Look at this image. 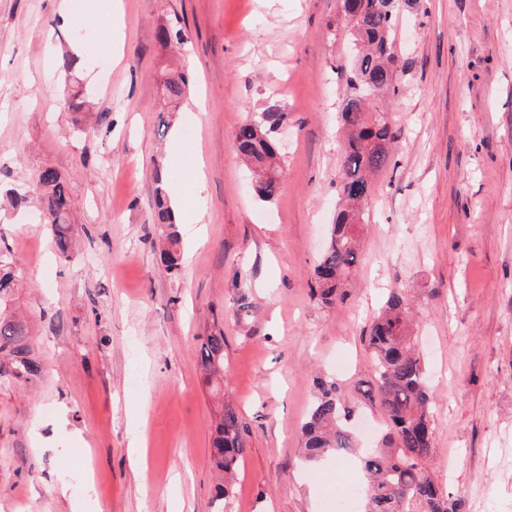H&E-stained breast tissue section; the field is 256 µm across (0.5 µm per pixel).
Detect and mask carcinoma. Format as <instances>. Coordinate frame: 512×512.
Returning <instances> with one entry per match:
<instances>
[{"instance_id":"1","label":"carcinoma","mask_w":512,"mask_h":512,"mask_svg":"<svg viewBox=\"0 0 512 512\" xmlns=\"http://www.w3.org/2000/svg\"><path fill=\"white\" fill-rule=\"evenodd\" d=\"M397 0H339L341 29L356 51L346 73L341 122L347 137L340 157L342 176L338 193L347 208L336 213L327 244L316 266L315 295L324 302L335 299L345 287L358 256L360 213L372 194L369 174L387 167L398 131L388 115L374 105L381 94L395 90L397 57L393 27ZM159 43L166 48L181 44V30L161 27ZM189 73L182 68L159 80L168 111L175 112L186 95ZM286 113L271 106L255 118L243 122L234 136L235 149L255 174L260 198L269 201L280 190L284 158L278 132ZM40 192L41 212L54 233L57 251L72 258L71 190L52 167H44L35 177ZM153 223L166 235L168 246L161 259L173 269L179 265L176 247L177 221L169 206V193L156 190ZM17 288L9 256L0 251V378L21 381L38 378L41 362L31 353L26 323L12 311ZM409 303L403 288L389 289L381 312L366 329L364 342L376 365V392L379 408L389 422L390 432L382 446L360 455L368 488L363 512H462V503L448 502L433 480L427 461L434 454L433 421L435 397L420 357L414 350L409 329ZM199 365L207 381L224 378V332L212 330L200 344ZM336 393V385L321 381L308 420L302 428L303 451L309 460L350 455L357 438ZM245 454L242 424L230 403L218 414L211 445L213 467L224 474L217 498L233 495L232 480Z\"/></svg>"}]
</instances>
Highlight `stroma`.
Returning a JSON list of instances; mask_svg holds the SVG:
<instances>
[{"label": "stroma", "mask_w": 512, "mask_h": 512, "mask_svg": "<svg viewBox=\"0 0 512 512\" xmlns=\"http://www.w3.org/2000/svg\"><path fill=\"white\" fill-rule=\"evenodd\" d=\"M78 2L96 37L83 46L91 69L71 81L60 0H0V241L44 366L31 382L0 378V512H73L80 500L90 512H324L326 497L360 498L354 456L306 461L301 427L322 378L362 447L386 433L362 336L393 286L408 291L435 391L428 469L464 512H512V0L399 5L401 78L379 101L399 132L394 164L373 178L358 261L330 305L313 288L339 206L351 57L338 0H119L105 18ZM174 21L185 37L171 51L156 33ZM176 63L194 75L170 119L181 161L158 134L157 78ZM77 82L89 111L65 103ZM271 105L286 114V161L266 202L233 138ZM47 166L72 192L68 260L33 192ZM198 175L187 203L203 235L178 225L170 271L155 190ZM216 326L220 393L198 363ZM225 401L246 452L222 509L210 448Z\"/></svg>", "instance_id": "35a3bbf8"}]
</instances>
